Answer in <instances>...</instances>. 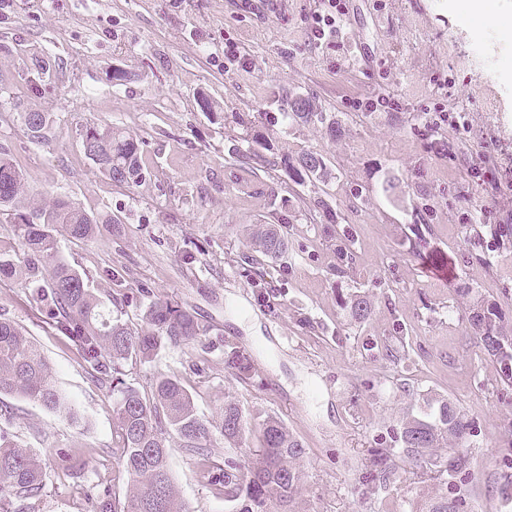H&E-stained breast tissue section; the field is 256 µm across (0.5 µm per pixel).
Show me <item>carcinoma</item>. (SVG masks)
Returning a JSON list of instances; mask_svg holds the SVG:
<instances>
[{"mask_svg": "<svg viewBox=\"0 0 512 512\" xmlns=\"http://www.w3.org/2000/svg\"><path fill=\"white\" fill-rule=\"evenodd\" d=\"M295 92L286 94L280 124L319 122L336 133V120L319 110L312 98L305 107H293ZM38 122L24 113L28 138L38 144L48 140L49 119L39 112ZM85 156L117 186H130L143 178L141 141L114 126H92L82 140ZM238 158L252 162L270 173L283 169L294 184L324 183L331 178L326 163L316 153H302L296 160L278 157L270 146L254 140L247 148H234ZM0 216L9 218L20 241L21 254L0 250V274L15 278L31 288V298L52 321L55 328L78 350L90 370L111 381L116 395L115 447L118 467L127 476L129 492L124 501L91 496V512H191L179 500L169 469L166 438L174 433L180 446L196 455L212 473V480L224 493L229 512H307L299 496L306 451L277 417L267 415L248 424L241 404L224 399L218 422L203 419L194 400L180 381L160 375L154 379L152 394L146 397L122 378L123 364L129 359L149 362L166 347L195 342L207 328L195 314L168 299L154 300L144 311L149 329L129 327L119 317H108L104 301L87 287L85 277L61 256L57 235L88 241L101 234L112 219L87 212L71 200L57 196L37 201L28 190L26 173L7 151H0ZM476 236H488L498 248L512 247V229L504 225L473 224ZM249 238L253 245L271 255L280 253L284 238L270 225L254 224ZM352 315L364 320L371 313L370 301L361 295L350 300ZM497 311L480 305L470 317L480 335L484 351L498 364L502 381L512 386V335L497 326ZM227 363L242 382L253 378L249 356L230 342L224 344ZM18 395L46 408L70 412L57 389L53 370L39 346L7 319L0 318V395ZM467 424L448 402L440 401L435 412L423 419L406 416L400 424L403 456L419 460L432 458L435 472L452 475L466 467L468 459L459 451L442 456L433 449L444 442L459 444ZM224 439V465L211 460L209 448L215 434ZM255 438L259 445L249 446ZM395 454L390 448H377L369 460L371 470L388 476ZM43 470L36 454L0 437V500L14 497L26 500L42 488ZM463 499L427 494L408 503L406 512H462Z\"/></svg>", "mask_w": 512, "mask_h": 512, "instance_id": "cac0c4a2", "label": "carcinoma"}]
</instances>
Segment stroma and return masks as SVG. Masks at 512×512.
I'll use <instances>...</instances> for the list:
<instances>
[{
	"label": "stroma",
	"mask_w": 512,
	"mask_h": 512,
	"mask_svg": "<svg viewBox=\"0 0 512 512\" xmlns=\"http://www.w3.org/2000/svg\"><path fill=\"white\" fill-rule=\"evenodd\" d=\"M321 6L0 0V148L33 192L112 217L95 240L59 249L113 315L140 328L145 306L167 298L207 325L201 341L127 361L126 383L147 395L156 376L177 377L208 420L228 396L251 415L279 417L306 450L309 512H402L426 486L467 494L465 512H512V386L469 322L484 300L512 328V248L469 233L512 225V69H486L473 55L481 31L463 0H346L332 50L310 35ZM229 41L248 67L225 57ZM116 67L128 74L120 85ZM287 89L335 115L337 134L317 122L272 124ZM202 91L218 112L200 111ZM25 112L51 116L48 144L30 142ZM93 124L141 139V183L115 186L86 158ZM254 135L280 156L321 155L332 180L299 187L239 161L232 148ZM253 224L281 228L285 249H256ZM419 236L442 263L415 256ZM359 294L372 304L364 321L348 308ZM0 318L40 346L72 407L0 396V435L38 454L44 473L40 494L10 512H89L90 487L124 499L108 384L28 289L4 277ZM228 342L250 355L249 382L227 367ZM444 399L470 423L466 470L431 478L425 456L387 482L368 480L371 451L400 448L401 416ZM169 463L191 512H227L195 456L174 445Z\"/></svg>",
	"instance_id": "1"
}]
</instances>
